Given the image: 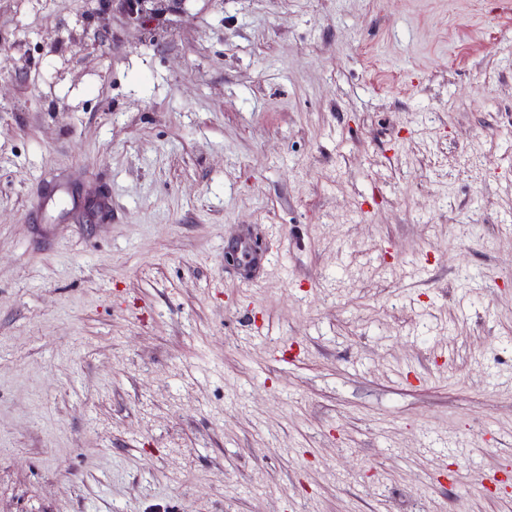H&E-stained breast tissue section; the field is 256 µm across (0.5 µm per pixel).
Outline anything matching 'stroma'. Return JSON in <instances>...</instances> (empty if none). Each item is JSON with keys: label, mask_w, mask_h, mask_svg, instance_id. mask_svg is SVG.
Returning a JSON list of instances; mask_svg holds the SVG:
<instances>
[{"label": "stroma", "mask_w": 512, "mask_h": 512, "mask_svg": "<svg viewBox=\"0 0 512 512\" xmlns=\"http://www.w3.org/2000/svg\"><path fill=\"white\" fill-rule=\"evenodd\" d=\"M0 512H512V0H0ZM162 2L165 0H112L116 9L130 23L145 25L162 10ZM160 7V8H159Z\"/></svg>", "instance_id": "stroma-1"}]
</instances>
